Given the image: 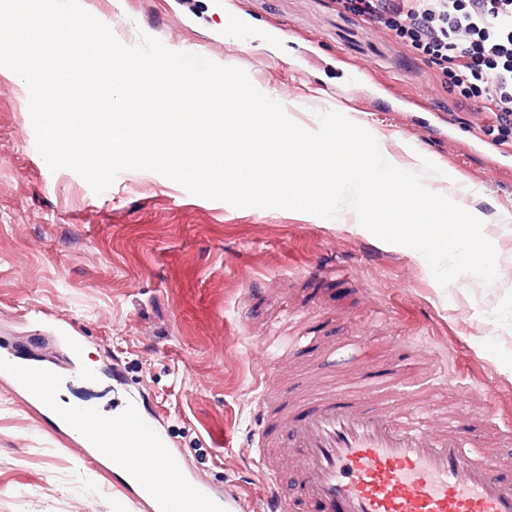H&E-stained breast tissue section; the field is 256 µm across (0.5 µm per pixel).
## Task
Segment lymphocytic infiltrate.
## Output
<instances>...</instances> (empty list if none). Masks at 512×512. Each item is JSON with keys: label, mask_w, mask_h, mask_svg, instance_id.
I'll return each instance as SVG.
<instances>
[{"label": "lymphocytic infiltrate", "mask_w": 512, "mask_h": 512, "mask_svg": "<svg viewBox=\"0 0 512 512\" xmlns=\"http://www.w3.org/2000/svg\"><path fill=\"white\" fill-rule=\"evenodd\" d=\"M422 54L458 91L457 111L512 131V0H338Z\"/></svg>", "instance_id": "lymphocytic-infiltrate-1"}]
</instances>
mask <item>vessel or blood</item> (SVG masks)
I'll list each match as a JSON object with an SVG mask.
<instances>
[{
  "instance_id": "1",
  "label": "vessel or blood",
  "mask_w": 512,
  "mask_h": 512,
  "mask_svg": "<svg viewBox=\"0 0 512 512\" xmlns=\"http://www.w3.org/2000/svg\"><path fill=\"white\" fill-rule=\"evenodd\" d=\"M78 372L90 383L97 378L73 360L27 365L16 383L36 405L56 408L73 429L94 425L90 454L106 459L117 443L132 445L124 483L136 501H149L151 512H243L238 493L216 492L186 473L182 457L138 403L128 405L120 428L84 406H56L58 384ZM257 412L261 423L250 446L267 479L262 512H294L280 466L266 453L276 431L293 450L297 492L318 512H512V479L494 474L467 448L460 413L439 426L422 408L395 414L333 390L304 401L264 393ZM172 479L179 483L175 494L164 488Z\"/></svg>"
}]
</instances>
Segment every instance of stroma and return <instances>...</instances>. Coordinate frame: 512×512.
Masks as SVG:
<instances>
[{"mask_svg":"<svg viewBox=\"0 0 512 512\" xmlns=\"http://www.w3.org/2000/svg\"><path fill=\"white\" fill-rule=\"evenodd\" d=\"M124 45L141 34L168 49L244 70L302 128L341 109L397 161L429 160L482 209L499 278L448 286L410 247L379 240L351 211L325 219L236 208L147 170L103 193L51 171L37 150L26 84L0 68V343L24 356L69 357L78 335L101 374L71 380L60 405L112 416L133 399L159 420L187 470L215 491L247 490L260 512L262 472L248 449L260 372L295 392L352 384L345 349L383 370L408 354L404 380L379 389L387 409L458 405L459 389L512 422V149L470 128L420 54L336 0H80ZM291 336L309 345L287 357ZM466 438L492 471L512 468V435L473 423ZM81 436L33 410L0 373V512H149L82 452Z\"/></svg>","mask_w":512,"mask_h":512,"instance_id":"35a3bbf8","label":"stroma"}]
</instances>
